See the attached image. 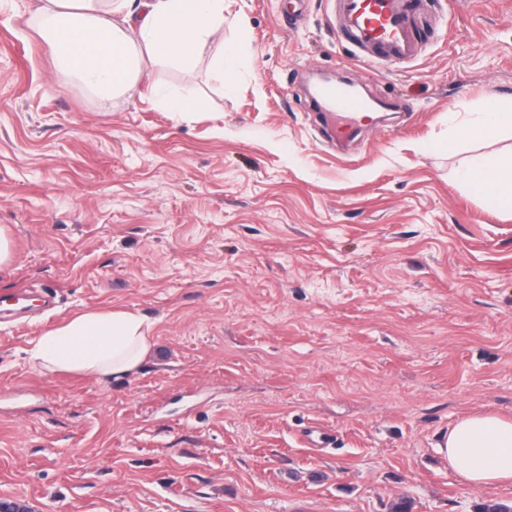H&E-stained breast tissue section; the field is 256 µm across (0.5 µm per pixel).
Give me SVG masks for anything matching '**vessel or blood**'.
<instances>
[{"instance_id": "b4317fda", "label": "vessel or blood", "mask_w": 512, "mask_h": 512, "mask_svg": "<svg viewBox=\"0 0 512 512\" xmlns=\"http://www.w3.org/2000/svg\"><path fill=\"white\" fill-rule=\"evenodd\" d=\"M416 0H336V26L341 38L358 49L362 61L402 64L420 52L413 22ZM321 98L340 119L341 129L360 125L368 110L365 98L330 85Z\"/></svg>"}]
</instances>
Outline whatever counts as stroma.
<instances>
[{"instance_id":"1","label":"stroma","mask_w":512,"mask_h":512,"mask_svg":"<svg viewBox=\"0 0 512 512\" xmlns=\"http://www.w3.org/2000/svg\"><path fill=\"white\" fill-rule=\"evenodd\" d=\"M0 0V498L34 512H482L442 455L479 409L512 417V212L455 176L445 143L512 97V0H419L422 48L361 64L335 0H226L232 88L159 63L103 108ZM403 107L345 147L317 75ZM190 88L181 120L154 86ZM153 323L112 382L25 351L90 310ZM319 428L327 448L308 447Z\"/></svg>"}]
</instances>
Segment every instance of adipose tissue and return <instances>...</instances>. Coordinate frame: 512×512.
<instances>
[{"mask_svg":"<svg viewBox=\"0 0 512 512\" xmlns=\"http://www.w3.org/2000/svg\"><path fill=\"white\" fill-rule=\"evenodd\" d=\"M27 12L53 69L77 79L105 106L140 81L151 63L192 68L203 61L217 84H232L241 54L239 47L211 44L224 28V0H35ZM506 128L512 129V108L490 94L464 136L491 140ZM456 176L512 210V150L481 162L463 161ZM152 333V323L140 314L87 311L32 340L26 361L39 372L120 380L152 352ZM444 452L466 486L511 483L512 419L466 415L449 428Z\"/></svg>","mask_w":512,"mask_h":512,"instance_id":"obj_1","label":"adipose tissue"}]
</instances>
